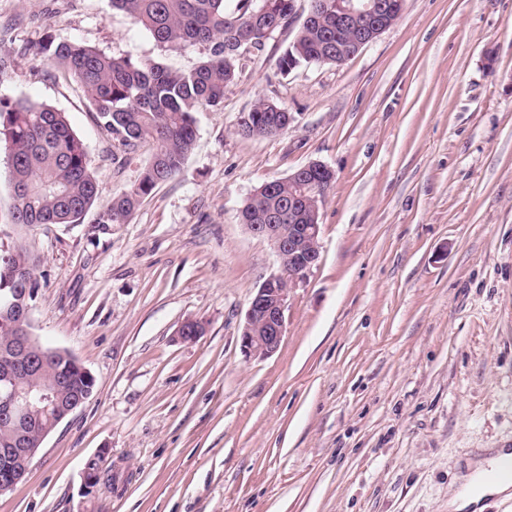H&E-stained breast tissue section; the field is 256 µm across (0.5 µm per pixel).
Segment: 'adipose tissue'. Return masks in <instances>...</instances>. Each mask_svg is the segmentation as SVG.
Instances as JSON below:
<instances>
[{
  "mask_svg": "<svg viewBox=\"0 0 512 512\" xmlns=\"http://www.w3.org/2000/svg\"><path fill=\"white\" fill-rule=\"evenodd\" d=\"M507 454V449L492 448L486 457L468 462L459 491L448 501V512H482L480 504L485 497L498 495L512 498L511 481L489 483L484 479L486 467Z\"/></svg>",
  "mask_w": 512,
  "mask_h": 512,
  "instance_id": "1",
  "label": "adipose tissue"
}]
</instances>
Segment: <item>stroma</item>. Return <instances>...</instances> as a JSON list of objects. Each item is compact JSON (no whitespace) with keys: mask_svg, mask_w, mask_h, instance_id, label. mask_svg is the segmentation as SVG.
<instances>
[{"mask_svg":"<svg viewBox=\"0 0 512 512\" xmlns=\"http://www.w3.org/2000/svg\"><path fill=\"white\" fill-rule=\"evenodd\" d=\"M48 32L181 70L207 55L161 46L108 0H0V98L66 113L99 181L82 223L15 228L0 151V244L41 259L30 332L96 379L0 512H448L468 461L512 448V0H406L345 64L285 78L295 30H277L222 107L196 113L181 173L108 234L102 206L150 149L117 167L81 90L34 56ZM259 100L288 111L284 135L238 133ZM312 162L335 174L320 259L279 349L250 358L245 313L278 260L239 211ZM188 319L204 332L184 343Z\"/></svg>","mask_w":512,"mask_h":512,"instance_id":"1","label":"stroma"}]
</instances>
